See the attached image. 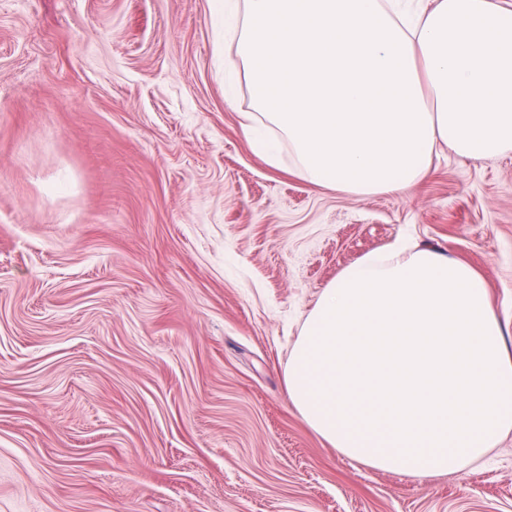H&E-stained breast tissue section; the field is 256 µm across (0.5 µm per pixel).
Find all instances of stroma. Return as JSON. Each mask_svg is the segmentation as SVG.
Listing matches in <instances>:
<instances>
[{
	"mask_svg": "<svg viewBox=\"0 0 512 512\" xmlns=\"http://www.w3.org/2000/svg\"><path fill=\"white\" fill-rule=\"evenodd\" d=\"M224 57L212 0H0V512H512V436L381 471L284 382L322 289L404 238L480 270L512 346V154L319 187Z\"/></svg>",
	"mask_w": 512,
	"mask_h": 512,
	"instance_id": "1",
	"label": "stroma"
}]
</instances>
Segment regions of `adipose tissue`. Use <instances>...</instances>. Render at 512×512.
Returning a JSON list of instances; mask_svg holds the SVG:
<instances>
[{
  "instance_id": "ef3b65f1",
  "label": "adipose tissue",
  "mask_w": 512,
  "mask_h": 512,
  "mask_svg": "<svg viewBox=\"0 0 512 512\" xmlns=\"http://www.w3.org/2000/svg\"><path fill=\"white\" fill-rule=\"evenodd\" d=\"M213 2L266 129L314 184L401 193L441 147L512 153V0Z\"/></svg>"
}]
</instances>
